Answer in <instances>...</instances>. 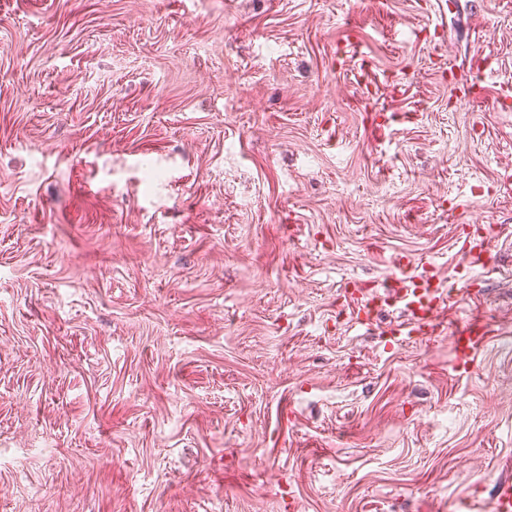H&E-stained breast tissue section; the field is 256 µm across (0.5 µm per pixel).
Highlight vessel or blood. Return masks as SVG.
<instances>
[{
	"label": "vessel or blood",
	"instance_id": "1",
	"mask_svg": "<svg viewBox=\"0 0 512 512\" xmlns=\"http://www.w3.org/2000/svg\"><path fill=\"white\" fill-rule=\"evenodd\" d=\"M444 290L432 278L419 275H406L403 287L387 293L370 291L354 301L357 322L368 326L378 312L386 306L403 304L407 314L405 328L392 329L393 338L419 336L434 332L439 308L443 304ZM487 339V324L484 319L474 317L455 327L453 346L457 356L469 360Z\"/></svg>",
	"mask_w": 512,
	"mask_h": 512
}]
</instances>
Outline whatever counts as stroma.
Masks as SVG:
<instances>
[{
  "mask_svg": "<svg viewBox=\"0 0 512 512\" xmlns=\"http://www.w3.org/2000/svg\"><path fill=\"white\" fill-rule=\"evenodd\" d=\"M402 263L454 288L440 335L355 322ZM505 476L512 0H0V512H456ZM488 323L480 317H473L453 330V346L457 356L467 361L487 339Z\"/></svg>",
  "mask_w": 512,
  "mask_h": 512,
  "instance_id": "stroma-1",
  "label": "stroma"
}]
</instances>
